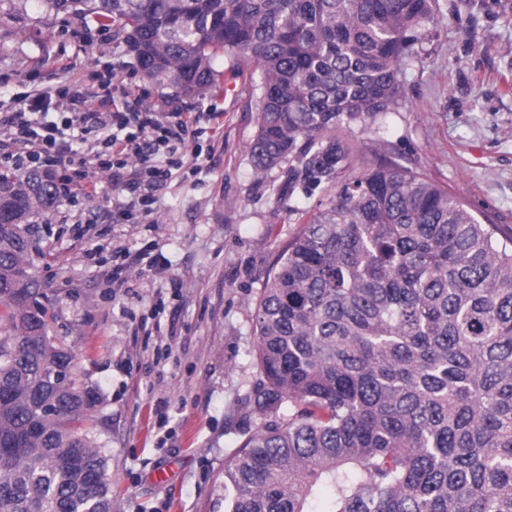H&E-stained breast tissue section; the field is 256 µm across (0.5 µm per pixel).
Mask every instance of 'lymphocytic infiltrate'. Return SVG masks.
Wrapping results in <instances>:
<instances>
[{
    "label": "lymphocytic infiltrate",
    "instance_id": "lymphocytic-infiltrate-1",
    "mask_svg": "<svg viewBox=\"0 0 512 512\" xmlns=\"http://www.w3.org/2000/svg\"><path fill=\"white\" fill-rule=\"evenodd\" d=\"M75 102L72 95L55 102L59 116L54 120L35 118L26 102L16 111L0 113V130H6L31 163L41 166L54 163L66 138L111 128V137L102 143V157L76 159L75 179L59 188L65 195H91L102 169L110 171L113 185L152 192L166 178L174 156L203 132L192 112H157L148 107L129 112H77Z\"/></svg>",
    "mask_w": 512,
    "mask_h": 512
}]
</instances>
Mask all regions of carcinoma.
Listing matches in <instances>:
<instances>
[{"mask_svg":"<svg viewBox=\"0 0 512 512\" xmlns=\"http://www.w3.org/2000/svg\"><path fill=\"white\" fill-rule=\"evenodd\" d=\"M119 27L177 97L254 69L256 173L325 205L271 266L254 324L260 420L224 467V512H512V230L408 161L356 163L407 95L439 0H44ZM40 170L0 171V512H112L100 393L49 335L30 219ZM376 136L372 133L355 129L349 137V143L355 152L357 163L366 159H374L380 156V151L375 142Z\"/></svg>","mask_w":512,"mask_h":512,"instance_id":"1","label":"carcinoma"}]
</instances>
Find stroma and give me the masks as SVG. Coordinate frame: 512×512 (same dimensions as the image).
I'll return each instance as SVG.
<instances>
[{
	"label": "stroma",
	"mask_w": 512,
	"mask_h": 512,
	"mask_svg": "<svg viewBox=\"0 0 512 512\" xmlns=\"http://www.w3.org/2000/svg\"><path fill=\"white\" fill-rule=\"evenodd\" d=\"M408 96L382 135L396 154L512 227V0H440ZM224 86L175 100L144 81L115 26L0 0V112L23 96L91 90L89 70L114 75L89 112L113 104L219 112L199 160L172 168L143 223L139 194L99 174L89 198H60L31 225V271L44 285L50 333L102 403L90 425L105 442L114 512H224V462L255 428L247 397L259 381L253 316L266 274L298 231L296 211L323 195L278 193L280 170L256 174L252 70L215 62ZM133 209L125 223L118 204ZM145 272L113 278L115 253Z\"/></svg>",
	"instance_id": "obj_1"
}]
</instances>
